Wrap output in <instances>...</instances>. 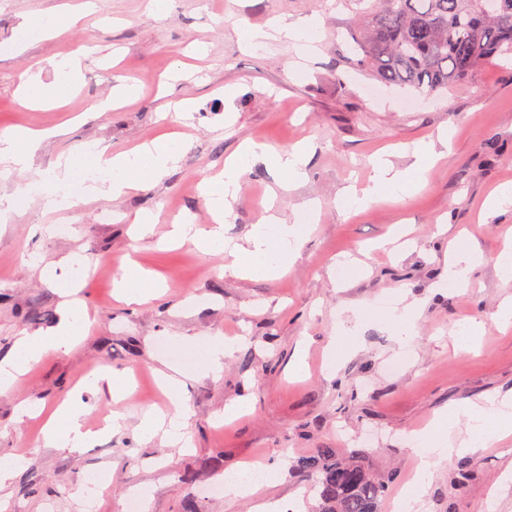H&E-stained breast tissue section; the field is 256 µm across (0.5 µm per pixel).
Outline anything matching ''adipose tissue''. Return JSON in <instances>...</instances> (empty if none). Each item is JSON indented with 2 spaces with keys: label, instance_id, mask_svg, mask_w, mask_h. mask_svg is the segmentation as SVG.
Wrapping results in <instances>:
<instances>
[{
  "label": "adipose tissue",
  "instance_id": "ef3b65f1",
  "mask_svg": "<svg viewBox=\"0 0 512 512\" xmlns=\"http://www.w3.org/2000/svg\"><path fill=\"white\" fill-rule=\"evenodd\" d=\"M79 61V56L75 55L53 62V82L46 83L39 79L23 82L20 86L21 100L30 106L44 105L66 95ZM50 135L47 129L28 128L1 134L0 168L7 172L27 169L32 151ZM181 147V142L167 138L109 159L105 158L103 150L87 149L84 164L89 174L88 189L98 196L117 197L143 183L160 182L177 162ZM309 153L310 147L306 144L280 152L253 142L242 143L234 159L225 163L223 173L203 184L212 220L220 224L230 215L238 183L252 162L272 160L277 172L276 187L269 190L268 199L273 202L279 192L293 189L304 178ZM435 155L434 142L421 143L415 151V163L404 173L396 171L390 160L376 158L371 185L360 191L347 190L342 196L344 208H359L372 201L389 200L421 185L427 164ZM73 177L71 165L60 163L51 172L27 184L26 189L40 193L44 207L54 210L65 204L63 190ZM304 232V225L284 224L275 215L265 216L262 223L252 226L245 243L229 249L234 272L269 278L275 276L297 252ZM78 291L75 285L64 289V316L56 328L39 336L19 338L12 353L0 359V392L7 390L16 375L37 361L43 351L54 349L66 352L76 345L83 326L89 320L85 304L77 298ZM171 345V353L159 357L156 374L169 393L176 411L167 418L145 412L140 430L143 439L149 440L161 433L169 444L186 447L190 441L186 435L187 411L181 398L184 380L200 372H222L224 360L231 355L232 349L220 340L197 342L175 338ZM98 383L95 377L84 379L79 385V394L70 397L55 410L44 427L48 443L74 452L89 447L92 436L82 427L85 406L80 393L95 388ZM487 416V409L478 403L456 407L436 415L429 429L412 435L409 443L420 458L416 491L425 489L434 469L442 461L475 454L480 448L512 434V408L499 410L497 426L492 431L486 427ZM462 418L466 419L467 428L465 437L461 438L456 428Z\"/></svg>",
  "mask_w": 512,
  "mask_h": 512
}]
</instances>
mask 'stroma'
<instances>
[{
  "instance_id": "stroma-1",
  "label": "stroma",
  "mask_w": 512,
  "mask_h": 512,
  "mask_svg": "<svg viewBox=\"0 0 512 512\" xmlns=\"http://www.w3.org/2000/svg\"><path fill=\"white\" fill-rule=\"evenodd\" d=\"M80 0H0V133L18 127H61L37 146L24 171L0 176V195L13 193L52 170L58 161L80 165L86 146H106L108 155L135 149L163 136L180 138L183 152L161 182L117 198L83 200L56 210L29 198L0 224V358L20 337L45 333L63 317L61 291L78 282L92 323L69 353H49L0 392V456H21L25 468L6 490L5 512H81L74 493L85 478L107 468L98 512H122L134 486L150 493L148 512H253L256 498L294 502L297 512L314 503L311 481L295 461L317 449L356 454L396 489L416 457L408 439L440 412L490 396L512 398V327L494 322L499 303L512 297V279L500 271V256L512 236V207L484 220L486 197L512 184V59L479 67L447 92L419 95L384 87L350 68L359 35L346 0H166L155 12L150 0H91L77 23L55 38L24 34L38 15L66 10ZM281 17L300 23L316 18L313 48L285 42L259 47L240 39L243 28ZM81 60L74 93L40 108L25 105L18 86L31 76L51 82V61L76 52ZM137 85L138 95L109 112L100 101L113 86ZM232 97H225V89ZM193 107L178 116L175 105ZM451 134L438 146L422 189L378 201L356 212L339 199L366 186L371 160L388 152L395 169H409L421 140ZM280 149L299 142L312 148L305 178L280 194L285 223L314 207L313 229L281 277H243L221 252L204 254L192 244L169 246V212L209 226L201 183L219 174L241 142ZM274 183L260 161L245 174L225 238L243 242L264 215L263 200ZM158 216L154 232L135 236V215ZM412 230V245L399 254L374 250L394 225ZM466 233L481 260L469 272L463 293L437 291L447 276L448 244ZM78 253L94 267L76 276L60 267ZM344 263L345 279L335 267ZM57 264L58 279L40 270ZM150 272L158 298L126 305L113 282L129 264ZM404 292L420 306L416 335L405 357L385 322L384 305ZM484 327L477 351L457 350V324ZM170 336L221 337L235 350L220 376L188 379L184 397L192 445L171 448L161 438L143 442L139 423L150 407L166 410L156 355ZM308 346L309 372L293 376L289 363L299 343ZM129 370L133 392L116 403L106 386L84 393L85 426L121 412L125 424L73 452L49 445L45 416L74 391L80 379L107 369ZM243 401L234 418L225 405ZM29 403L39 415L19 418ZM375 430V444L351 447V438ZM255 461L276 471L259 497L201 498L203 488L225 473ZM472 474L457 483V459L433 472L424 499L429 512H512V436L473 456Z\"/></svg>"
}]
</instances>
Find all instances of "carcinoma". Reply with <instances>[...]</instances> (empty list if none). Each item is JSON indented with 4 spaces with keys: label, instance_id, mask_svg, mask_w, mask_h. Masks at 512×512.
<instances>
[{
    "label": "carcinoma",
    "instance_id": "obj_1",
    "mask_svg": "<svg viewBox=\"0 0 512 512\" xmlns=\"http://www.w3.org/2000/svg\"><path fill=\"white\" fill-rule=\"evenodd\" d=\"M362 29L351 68L419 94L448 89L495 57L512 55V0H350ZM311 477L313 512H378L386 490L362 462L323 448L297 460Z\"/></svg>",
    "mask_w": 512,
    "mask_h": 512
}]
</instances>
